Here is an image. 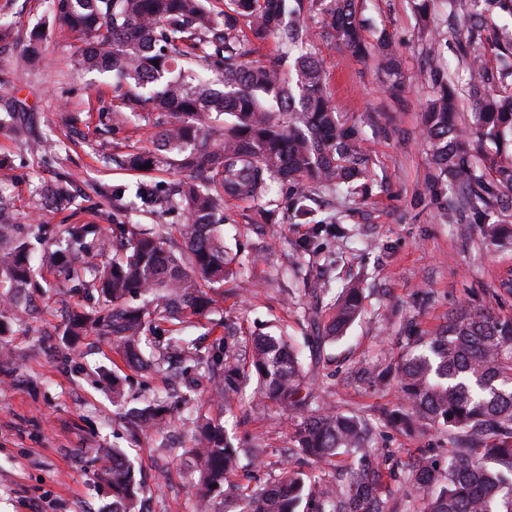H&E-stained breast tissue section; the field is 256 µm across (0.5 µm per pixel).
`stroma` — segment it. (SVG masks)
<instances>
[{
  "label": "stroma",
  "instance_id": "35a3bbf8",
  "mask_svg": "<svg viewBox=\"0 0 512 512\" xmlns=\"http://www.w3.org/2000/svg\"><path fill=\"white\" fill-rule=\"evenodd\" d=\"M358 14L367 40L387 33L401 62L398 94L376 67L323 35L313 38L342 122L367 140L368 175L356 190L335 199L315 194L316 222L296 218L285 193L261 201L224 203V244L242 262V278L214 293L201 315L187 316V334L208 362L168 390L161 375L127 368L112 336L97 331L69 344L62 333L69 312L106 313L98 293L67 273L69 252L61 235L68 224H98L114 230L112 192L124 188L123 204L139 228L165 235L172 248L183 214L158 203L142 214L138 184L162 185L176 170L131 172L109 161L129 147L151 145L152 127L133 118L111 121L117 102L111 76L80 73L69 65L79 45L75 35L50 22L49 0H0V20L11 25L0 39V105L16 102L14 122L0 130V196L13 203V220L33 226L54 267L42 270L30 290L24 322L6 334L12 357L0 361V512H112V487L99 451L124 449L142 470L146 488L140 512H194L200 488L187 453L191 425L181 397L204 404L235 445L265 451L264 462L243 458L232 484L270 481L281 469L313 468L285 456L293 420L273 403L252 405L253 383L241 384L231 402L209 398L208 366L222 369L248 358L249 336L287 332L307 379L322 382L326 396L343 411L364 414L376 429L377 447L387 449L388 468L403 475L417 456L444 448V434H405L385 424L397 387L376 391L352 379L358 368L384 367L406 327L436 331L449 312L490 304L497 277L512 269V240L485 243L477 224L454 221L455 195L432 185L435 172L420 132L431 91L426 57L431 40L413 0H360ZM40 30L39 55L20 68L16 59L33 30ZM46 135L56 151L37 155L28 143ZM62 188L60 206L46 205L48 188ZM363 290V309L345 336L316 350L314 319H325L343 288ZM122 378L126 402L112 403V379ZM172 418L163 433L146 437L130 418L150 401L169 394Z\"/></svg>",
  "mask_w": 512,
  "mask_h": 512
}]
</instances>
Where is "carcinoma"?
I'll return each instance as SVG.
<instances>
[{"instance_id": "carcinoma-1", "label": "carcinoma", "mask_w": 512, "mask_h": 512, "mask_svg": "<svg viewBox=\"0 0 512 512\" xmlns=\"http://www.w3.org/2000/svg\"><path fill=\"white\" fill-rule=\"evenodd\" d=\"M322 31L349 51L374 59L399 87L401 66L390 37L370 44L357 19V0H233V13L218 14L213 0H53V24L77 34L80 71L110 72L121 91L113 115L143 112L156 118L152 147L121 155L126 169L144 172L174 167L191 180L171 187L166 202L185 214L177 228L184 248L173 251L159 236L130 229L126 249L109 255L107 234L97 224H67L64 234L75 255L72 276H87L112 309L106 315L73 314L64 335L83 336L104 327L115 337L130 369L144 370L146 327L183 309L202 314L210 291L234 276L224 248V200H262L275 183L288 187L291 204L308 215L316 188L352 190L366 175L360 132L340 123L319 62L306 51L310 27L304 3ZM447 16L430 15V0H415L422 26L456 39L467 64L465 79L431 57L432 92L426 101L423 141L440 174L456 193L458 223L480 224L494 244L512 236V64L489 67V54L512 53V34L495 32V10L512 13V0H446ZM278 39L281 57L249 60L268 37ZM471 112L458 120L461 93ZM11 201L0 198V331L5 318L20 321L33 284L30 236L12 223ZM97 262L85 258L87 241ZM150 295L154 309L132 308L126 299ZM362 291L344 289L324 324L320 344L333 343L360 315ZM168 343L188 362L200 358L190 339L171 330ZM233 375L254 376L253 400L274 402L296 418L290 451L318 471L322 487L306 491L303 474L287 471L273 484L237 488L224 512H388L381 492L385 469L373 445L372 424L357 412L336 409L309 386L295 349L284 334L251 337L250 356ZM397 381L400 402L385 419L405 432H448L445 463L425 455L402 478L407 498L424 512H512V317L493 307L448 315L433 334L406 337L386 367L368 377L382 387ZM204 492L221 491L240 466V449L224 426L197 417L193 448ZM112 455L113 512H135L142 486L122 453ZM353 462L336 475V461Z\"/></svg>"}]
</instances>
